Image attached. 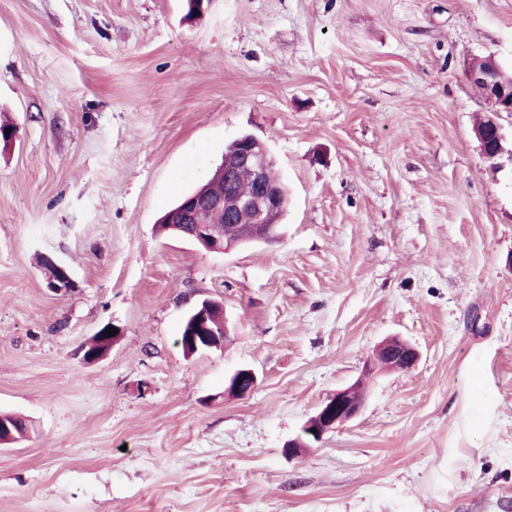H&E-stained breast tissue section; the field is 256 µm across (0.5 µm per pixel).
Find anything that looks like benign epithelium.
Instances as JSON below:
<instances>
[{
    "label": "benign epithelium",
    "instance_id": "obj_1",
    "mask_svg": "<svg viewBox=\"0 0 512 512\" xmlns=\"http://www.w3.org/2000/svg\"><path fill=\"white\" fill-rule=\"evenodd\" d=\"M471 81L496 104H502L506 95H512V72L498 61L487 58L481 67L470 70ZM483 156L489 160L499 158L503 152V133L499 122L487 117L473 129ZM250 177L248 191L238 193L233 186L242 171ZM218 181L223 187L214 188L202 195H192L179 206L175 223L170 228L181 237L197 243L210 252L222 253L240 240L224 235V227L217 228L196 222V213L201 210L224 215L227 224H245L243 238L251 243H273L280 238L278 224L288 206V196L281 177L270 156L266 144L250 134L235 139L224 151V158L217 167ZM46 282L56 293L70 290L72 281L64 265L50 256L44 257ZM213 303L205 302L190 314L191 329L188 345L194 352L221 348L229 340L228 328L216 332L208 325V311ZM377 350L398 359V367H413L419 353L412 345L398 337L383 340ZM257 379L250 368H241L230 377L224 394L244 398L254 389ZM365 394L354 383L329 395L317 411L304 423L302 432L315 442L321 441L329 431L355 420L361 413Z\"/></svg>",
    "mask_w": 512,
    "mask_h": 512
}]
</instances>
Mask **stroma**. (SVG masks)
Wrapping results in <instances>:
<instances>
[{"label":"stroma","mask_w":512,"mask_h":512,"mask_svg":"<svg viewBox=\"0 0 512 512\" xmlns=\"http://www.w3.org/2000/svg\"><path fill=\"white\" fill-rule=\"evenodd\" d=\"M0 0V512H512V0ZM261 138L279 241L158 220ZM48 254L73 280L48 289ZM231 340L184 355L202 301ZM121 334L98 361L82 346ZM353 421L282 447L384 338ZM247 397H227L239 368ZM471 81L499 107L507 94H511L508 109L512 108V69L510 73L494 58L484 59L481 67H472L469 73ZM473 133L485 158L493 161L503 154L502 141L504 137L502 128L494 117L485 118L481 124L473 129ZM494 138L496 139V150L493 152ZM379 350L385 351L390 356H394L395 359H399L397 366L399 369H409L413 367L419 357V353L412 345L399 337H389L383 340L376 348V352ZM375 352V353H376ZM256 382V375L252 369H238L230 377L224 393L234 398H245L253 391Z\"/></svg>","instance_id":"35a3bbf8"}]
</instances>
